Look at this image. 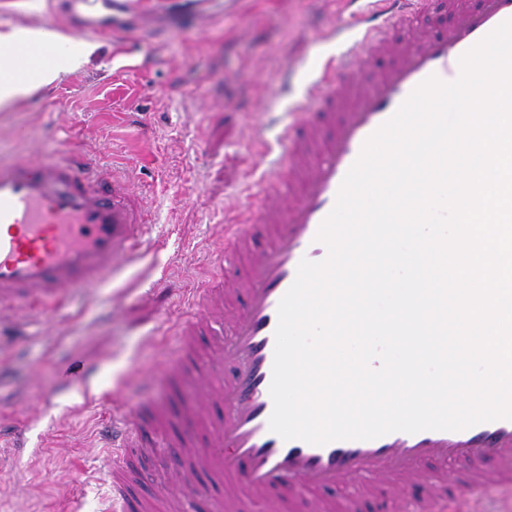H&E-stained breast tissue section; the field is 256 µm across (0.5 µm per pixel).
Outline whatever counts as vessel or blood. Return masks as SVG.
<instances>
[{
  "label": "vessel or blood",
  "instance_id": "b4317fda",
  "mask_svg": "<svg viewBox=\"0 0 512 512\" xmlns=\"http://www.w3.org/2000/svg\"><path fill=\"white\" fill-rule=\"evenodd\" d=\"M358 28L336 30L345 49L328 58L319 82L296 103L283 126L280 153L263 172V186L239 196V218L224 227V247L213 263L224 275L195 289V313L178 332L179 354L168 371L166 394L132 398L113 410L106 445L112 450L108 512H147L131 489L140 460L156 455L147 436L169 435L179 458L193 468L169 470L159 483L170 512L202 500L203 474L220 467L224 492L210 512H247V501L270 500L294 484H354L371 489L385 479L417 486V496L388 499V512H454L466 492L512 495V420L496 419L458 431L392 432L371 440L324 445L283 440L269 428L278 305L302 259L320 262L327 246L318 230L332 211L343 179L369 137L428 78L450 83L461 57L502 23L512 20V0H345ZM98 0H68L72 23L96 37L129 20L128 0H112L109 21L92 15ZM451 17L433 32L424 17ZM379 59L369 76L363 57ZM319 101L340 114L331 127L311 118ZM152 222L132 172L84 154L50 159L0 158V311L50 308L77 285L99 286L134 257ZM248 257L245 274L232 270ZM230 326L214 340L209 366L196 350L199 332L214 315ZM223 416L209 420V402ZM208 422L206 439L199 425ZM456 469H448V462Z\"/></svg>",
  "mask_w": 512,
  "mask_h": 512
}]
</instances>
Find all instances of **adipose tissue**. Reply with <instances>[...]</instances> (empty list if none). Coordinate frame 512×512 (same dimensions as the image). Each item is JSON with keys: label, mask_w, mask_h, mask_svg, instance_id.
<instances>
[{"label": "adipose tissue", "mask_w": 512, "mask_h": 512, "mask_svg": "<svg viewBox=\"0 0 512 512\" xmlns=\"http://www.w3.org/2000/svg\"><path fill=\"white\" fill-rule=\"evenodd\" d=\"M47 42L68 44L72 50L37 66L27 63L18 52L19 47ZM87 54L85 42L40 27L19 28L0 34V109L12 106L36 87L55 81L65 68L81 65Z\"/></svg>", "instance_id": "ef3b65f1"}]
</instances>
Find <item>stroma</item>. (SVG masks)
<instances>
[{"instance_id":"1","label":"stroma","mask_w":512,"mask_h":512,"mask_svg":"<svg viewBox=\"0 0 512 512\" xmlns=\"http://www.w3.org/2000/svg\"><path fill=\"white\" fill-rule=\"evenodd\" d=\"M80 68L0 111V153L104 157L137 176L154 224L109 284L28 310L0 338V512H103L99 431L136 378L160 377L194 288L215 274L236 198L335 44L342 0H214L205 21L131 0ZM77 31L57 0H0V33ZM86 389H63L83 367ZM28 424L24 442L12 430Z\"/></svg>"}]
</instances>
